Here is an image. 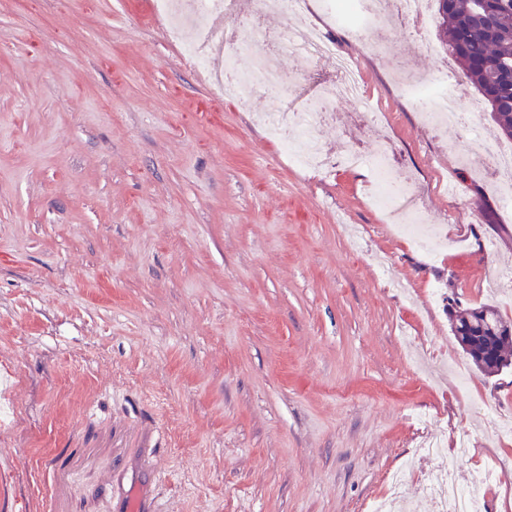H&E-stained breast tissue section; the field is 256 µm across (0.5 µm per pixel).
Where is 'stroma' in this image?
Segmentation results:
<instances>
[{
	"label": "stroma",
	"mask_w": 512,
	"mask_h": 512,
	"mask_svg": "<svg viewBox=\"0 0 512 512\" xmlns=\"http://www.w3.org/2000/svg\"><path fill=\"white\" fill-rule=\"evenodd\" d=\"M354 62L361 101L326 61L283 51L285 77L249 106L209 87L155 0H0V453L30 512H119L109 475L159 512H364L410 467L398 512H436L423 482L486 470L483 512H512V368L480 375L442 297L512 322V212L478 131L434 132L400 92L396 58L435 62L402 26L399 56ZM333 102L318 138L333 158L387 151L417 189L403 237L370 169L289 164L262 114ZM467 434L470 451L419 456Z\"/></svg>",
	"instance_id": "35a3bbf8"
}]
</instances>
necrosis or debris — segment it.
Segmentation results:
<instances>
[{
    "label": "necrosis or debris",
    "instance_id": "1",
    "mask_svg": "<svg viewBox=\"0 0 512 512\" xmlns=\"http://www.w3.org/2000/svg\"><path fill=\"white\" fill-rule=\"evenodd\" d=\"M423 0H323V8L337 27L354 32L370 50L383 46L382 35L389 23H414L422 17ZM160 11L179 17L173 33L184 41L186 52L198 64H205L210 52L224 56V67L213 76L214 87L223 95L238 98L281 86L282 75L275 70L269 56H261L253 69L240 73L236 55L229 51L223 34L218 29L197 31L191 28L190 19L195 15L221 12L224 0H156ZM286 48L301 52L313 59H325L336 74L339 92L345 97H356L361 92L358 72L353 64L336 49V44L317 25L304 28H286L281 34ZM404 93L412 98L420 111L437 124L459 125L468 116L461 107L465 92L460 83L441 78L434 81L404 79ZM326 99H318L312 111L297 115L294 122L276 116H266L263 122L270 135L279 140L289 159L298 165L324 172L332 162L323 156L316 145V129L324 119ZM344 165L370 167L374 172L373 195L377 202L386 204L390 211H397L407 194L405 184L390 177L382 162L376 158L351 152L346 154ZM480 479H473L470 486H462L454 472L448 471L426 483V491L434 496L439 512H481Z\"/></svg>",
    "mask_w": 512,
    "mask_h": 512
}]
</instances>
